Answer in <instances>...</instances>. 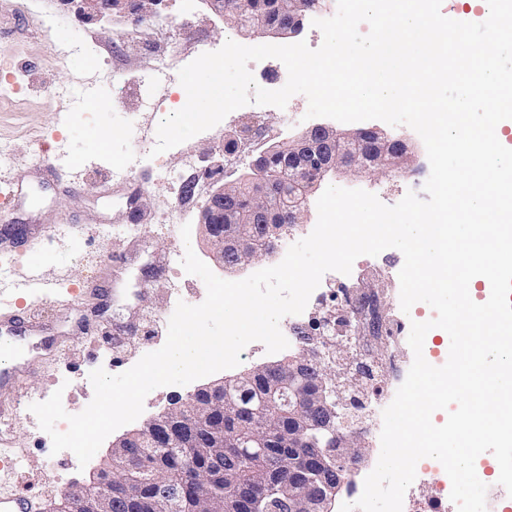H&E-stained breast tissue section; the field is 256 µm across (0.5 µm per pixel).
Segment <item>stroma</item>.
Returning a JSON list of instances; mask_svg holds the SVG:
<instances>
[{
	"instance_id": "35a3bbf8",
	"label": "stroma",
	"mask_w": 512,
	"mask_h": 512,
	"mask_svg": "<svg viewBox=\"0 0 512 512\" xmlns=\"http://www.w3.org/2000/svg\"><path fill=\"white\" fill-rule=\"evenodd\" d=\"M169 21L143 26L122 39L112 26L84 23L61 11L55 0H0V81L12 82V95L0 98V144L12 160L0 175L17 177L24 193L9 196L0 183V212L21 227L20 240L0 234V268L16 288L27 267H39L48 294L26 293L17 302L21 317L49 325L51 336L23 337L24 350L14 384L0 396L10 431L0 430L8 456L0 455V496L18 492L33 499V512H46L71 484L89 479L68 450L53 452L29 406L61 392L71 414L93 398L91 371L111 374L131 368L144 354L161 348L168 324L162 315L175 299L197 305L206 286L174 264V256L192 248L209 261L199 212L214 182H234L247 173L250 156L236 146L287 127L296 138L313 127L308 99L297 94L287 108L267 107L262 114L239 112L214 128L161 154H153L159 122L180 109L178 72L201 46L220 49L226 38L255 46L262 35L248 36L225 24L206 0H168ZM169 65L163 83L151 81L159 55ZM376 128L407 140L416 160L405 173L351 175L336 172L314 184L303 225L284 237L292 244L317 222L316 200L327 186L363 189L387 205L407 191H421L430 174L423 141L406 126ZM142 140L126 137L129 129ZM55 159V172L40 170L41 154ZM76 173L80 187L67 189L58 171ZM193 180L191 196L180 192ZM190 224L191 238L180 229ZM402 253L394 248L356 259L351 274H324L325 295L315 315L336 309L340 289L358 293L364 283L382 286L387 316L400 314L399 271ZM451 484L437 467H417L405 497L420 512L435 497L454 512Z\"/></svg>"
}]
</instances>
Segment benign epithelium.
I'll return each instance as SVG.
<instances>
[{
  "label": "benign epithelium",
  "mask_w": 512,
  "mask_h": 512,
  "mask_svg": "<svg viewBox=\"0 0 512 512\" xmlns=\"http://www.w3.org/2000/svg\"><path fill=\"white\" fill-rule=\"evenodd\" d=\"M57 2L87 22L119 19L136 28L160 16L165 0ZM206 2L244 33L280 39L299 35L313 9L311 0H277L276 18L271 20L266 15H244L224 0ZM362 141L371 149L362 151ZM411 158L402 139L377 128L349 133L317 125L288 142L280 191L272 189L266 153L251 160L249 194L241 196L234 183L212 190L199 214L208 254L221 267L229 258L235 269L273 254L286 226L304 223L307 208L294 201L296 189L341 170L354 175L401 172ZM247 219L259 221L265 246H259L250 231L224 233V225ZM360 295L371 300L370 308L349 311L337 324L333 314L320 320L318 333L303 332L307 346L288 365L258 367L231 385L214 382L177 397L173 408L113 443L108 463L96 469L91 483L68 487L53 512H112L117 493L140 505L142 512H260L264 498L285 490L293 512H330L344 482L343 466L358 462L365 448L360 435L342 430L346 389L340 386L341 372L331 370V355L346 346L331 336L340 327H351L358 336L383 335V290L366 284ZM237 389L258 392L264 425L254 424L238 408L229 411ZM133 446L142 452L131 453ZM232 448H257L264 462L244 471L231 455ZM168 462L184 468L183 479L169 481ZM226 479L238 486L234 496L211 492Z\"/></svg>",
  "instance_id": "1"
}]
</instances>
